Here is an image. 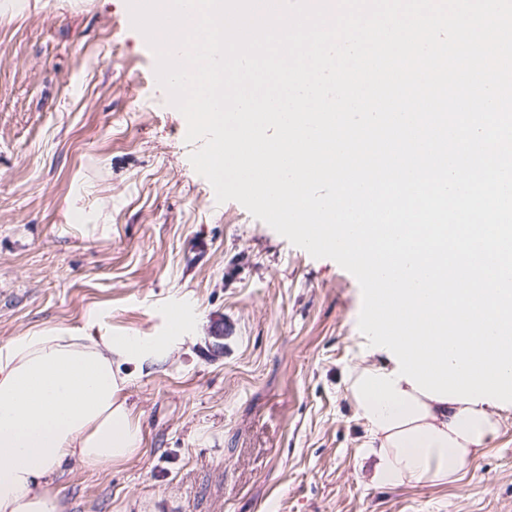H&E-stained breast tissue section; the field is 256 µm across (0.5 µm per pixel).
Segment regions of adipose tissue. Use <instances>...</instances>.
Here are the masks:
<instances>
[{"label": "adipose tissue", "mask_w": 512, "mask_h": 512, "mask_svg": "<svg viewBox=\"0 0 512 512\" xmlns=\"http://www.w3.org/2000/svg\"><path fill=\"white\" fill-rule=\"evenodd\" d=\"M164 347L108 329L86 336L59 328L0 345V512H60L52 487L64 464L108 466L138 448L121 366L155 360ZM419 402L428 410L422 420L389 431L366 424L373 483L447 481L499 435L498 407Z\"/></svg>", "instance_id": "1"}]
</instances>
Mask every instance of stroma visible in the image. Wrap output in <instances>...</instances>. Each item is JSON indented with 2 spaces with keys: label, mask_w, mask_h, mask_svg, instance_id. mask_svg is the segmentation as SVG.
<instances>
[{
  "label": "stroma",
  "mask_w": 512,
  "mask_h": 512,
  "mask_svg": "<svg viewBox=\"0 0 512 512\" xmlns=\"http://www.w3.org/2000/svg\"><path fill=\"white\" fill-rule=\"evenodd\" d=\"M156 66L128 0H0V344L168 343L123 391L138 451L66 464L61 512H512V412L454 480L371 482L346 377L388 354L358 281L217 202Z\"/></svg>",
  "instance_id": "obj_1"
}]
</instances>
